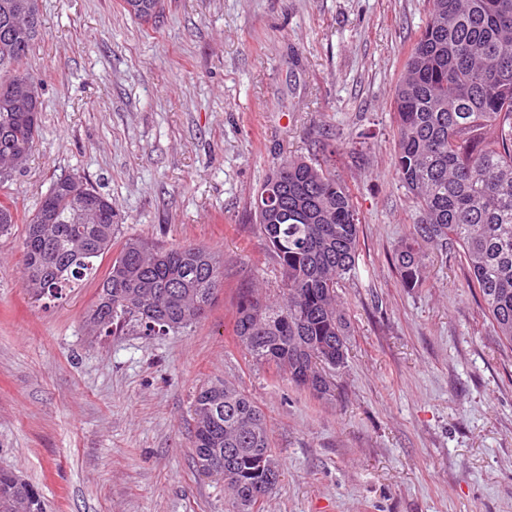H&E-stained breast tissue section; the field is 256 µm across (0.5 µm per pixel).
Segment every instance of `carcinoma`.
I'll list each match as a JSON object with an SVG mask.
<instances>
[{
  "instance_id": "obj_1",
  "label": "carcinoma",
  "mask_w": 512,
  "mask_h": 512,
  "mask_svg": "<svg viewBox=\"0 0 512 512\" xmlns=\"http://www.w3.org/2000/svg\"><path fill=\"white\" fill-rule=\"evenodd\" d=\"M34 0H0V164L21 163L43 112L38 78L26 67L41 20ZM426 22L407 53L393 93L395 175L420 212L412 237L395 249L404 287L423 276L421 252L448 246L463 259L483 316L512 346V0H428ZM163 0H120L145 22ZM276 190L280 207L265 208ZM255 215L281 269L277 297L241 291L233 335L251 361L295 386L332 395L348 356L351 325L338 288L356 268L360 218L351 187L330 159L276 163L254 200ZM18 223L0 202V235ZM112 202L75 175L55 178L26 220L22 286L37 301L57 300L93 276L116 248L84 322L96 336L139 328L165 336L197 322L224 288L214 252L140 237L117 242ZM199 472L224 482L227 512H260L281 468L267 417L233 383L205 384L194 403ZM0 512H47L37 486L0 468Z\"/></svg>"
}]
</instances>
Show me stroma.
Wrapping results in <instances>:
<instances>
[{"mask_svg": "<svg viewBox=\"0 0 512 512\" xmlns=\"http://www.w3.org/2000/svg\"><path fill=\"white\" fill-rule=\"evenodd\" d=\"M26 66L42 122L0 201V467L49 512H225L198 474L196 390L226 380L269 417L282 476L261 512H512V348L466 269L423 248L404 287L397 244L418 220L393 172L392 97L428 0H37ZM336 147L360 210L359 257L339 296L352 336L336 392L318 398L249 362L233 336L240 289L280 269L253 202L273 163ZM108 194L119 237L224 256V288L186 331L91 335L95 280L43 307L22 286L24 217L59 175ZM162 0H122L120 6L128 14L135 18L141 19L145 22L155 20L159 17L160 9L157 10L158 5L162 7Z\"/></svg>", "mask_w": 512, "mask_h": 512, "instance_id": "35a3bbf8", "label": "stroma"}]
</instances>
